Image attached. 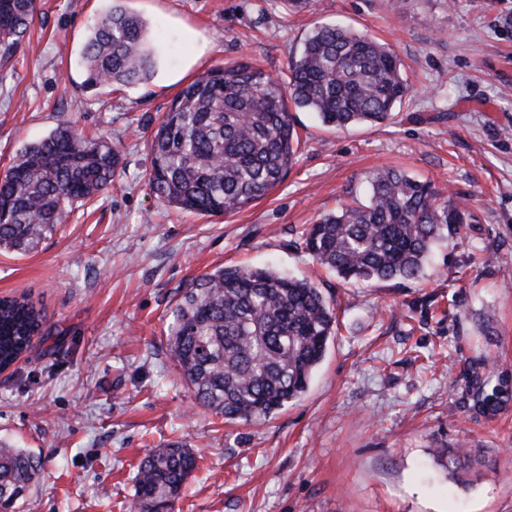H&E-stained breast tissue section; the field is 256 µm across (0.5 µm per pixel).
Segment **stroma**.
<instances>
[{
  "instance_id": "obj_1",
  "label": "stroma",
  "mask_w": 512,
  "mask_h": 512,
  "mask_svg": "<svg viewBox=\"0 0 512 512\" xmlns=\"http://www.w3.org/2000/svg\"><path fill=\"white\" fill-rule=\"evenodd\" d=\"M141 15L153 77L88 87L81 54L111 8ZM0 60V173L57 125L105 136L111 186L29 254L0 253V297L43 315L31 353L0 372V439L42 472L19 512H135L145 452L181 440L197 467L175 512H512V405L473 408L466 373L490 357L512 381V0H38ZM341 23L388 43L411 88L394 119L344 130L292 110L294 166L264 199L202 216L150 191L147 141L184 84L240 60L275 77L310 30ZM396 168L449 188L471 219L416 280L348 284L302 237ZM308 278L339 331L307 393L259 424L193 405L170 358L171 311L220 266ZM489 459L469 481L439 449Z\"/></svg>"
}]
</instances>
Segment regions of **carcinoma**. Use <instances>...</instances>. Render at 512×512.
<instances>
[{
  "label": "carcinoma",
  "instance_id": "cac0c4a2",
  "mask_svg": "<svg viewBox=\"0 0 512 512\" xmlns=\"http://www.w3.org/2000/svg\"><path fill=\"white\" fill-rule=\"evenodd\" d=\"M37 13L34 0H0V52L14 53ZM90 86L151 78L148 24L120 8L91 29L83 51ZM409 94L390 46L350 28H313L289 62L288 82L247 62L211 69L185 86L150 144L149 185L162 202L227 215L264 198L296 160L289 105L336 129L380 124ZM117 151L103 137L60 124L26 145L0 176V250L26 254L75 208L112 183ZM368 196L321 216L303 235L313 261L345 282L418 278L433 247L470 218L467 203L398 169L368 177ZM167 346L194 404L227 423L261 422L307 392L338 329L336 307L314 283L269 268L225 266L195 278L172 310ZM41 311L25 295L0 299V368L33 349ZM476 407L495 415L512 384L476 375ZM470 452L448 450L465 473ZM197 454L173 442L140 461L136 496L155 512L175 502ZM40 458L0 441V502L13 509L41 473Z\"/></svg>",
  "mask_w": 512,
  "mask_h": 512
}]
</instances>
